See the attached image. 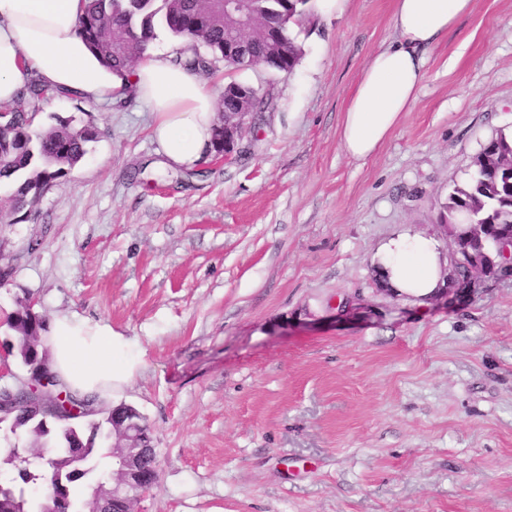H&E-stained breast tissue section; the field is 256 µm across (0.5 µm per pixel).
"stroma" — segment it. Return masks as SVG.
<instances>
[{
	"instance_id": "stroma-1",
	"label": "stroma",
	"mask_w": 512,
	"mask_h": 512,
	"mask_svg": "<svg viewBox=\"0 0 512 512\" xmlns=\"http://www.w3.org/2000/svg\"><path fill=\"white\" fill-rule=\"evenodd\" d=\"M292 74L217 66L265 101L229 160L164 169L145 102L42 103L97 133L35 211L0 224V340L16 298L136 340L114 403L148 420L142 512H512V279L420 305L373 257L449 248L442 204L512 137V0H473L366 161L340 141L394 0H311ZM347 316H338V305Z\"/></svg>"
}]
</instances>
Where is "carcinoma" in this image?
Listing matches in <instances>:
<instances>
[{
  "instance_id": "obj_1",
  "label": "carcinoma",
  "mask_w": 512,
  "mask_h": 512,
  "mask_svg": "<svg viewBox=\"0 0 512 512\" xmlns=\"http://www.w3.org/2000/svg\"><path fill=\"white\" fill-rule=\"evenodd\" d=\"M77 32L102 61L114 70H128L145 54L157 38V28L166 29L187 43L189 53L174 59L184 69L207 75L224 57V42L246 39L250 61L265 60L285 73L293 72L301 47L291 36V28L309 12L308 0H251L258 25H275L279 40L269 44L259 36L244 37L235 28L224 26V16L213 12L200 0H87ZM53 90L39 79H32L11 104L0 106L7 120L0 129V183L15 185L9 197V210L0 212V223L10 215L31 210L42 196L43 186L63 177L87 154V144L96 137L90 125L77 127L57 121L49 128L35 125L40 104ZM470 182L454 189L442 206L440 221L468 230L470 224L512 225V139L501 135L491 140L475 161ZM17 333L16 356L31 376V364L45 358L39 349L48 324L40 314L25 311L23 302L7 318ZM51 379L49 407L37 413L29 408L33 400L19 403L12 415L14 435L25 434L44 441L46 451L33 456L16 445L0 448V461L17 469V477L0 484V512H52L58 498L77 504V482L100 478L102 454L98 445L112 437V419L120 406L95 395L81 396ZM80 407L78 415H67L59 424L56 415L64 413L65 403ZM44 489L40 501H33L27 488Z\"/></svg>"
}]
</instances>
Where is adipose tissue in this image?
I'll list each match as a JSON object with an SVG mask.
<instances>
[{
	"label": "adipose tissue",
	"mask_w": 512,
	"mask_h": 512,
	"mask_svg": "<svg viewBox=\"0 0 512 512\" xmlns=\"http://www.w3.org/2000/svg\"><path fill=\"white\" fill-rule=\"evenodd\" d=\"M472 0H395V39L370 60L345 112L341 143L354 160L370 157L417 97L428 51ZM84 0H0V104L12 103L31 76L52 89L92 102L135 90L155 114L152 135L163 167L192 168L212 148L214 94L201 76L159 54L129 71L102 64L77 32ZM385 283L422 303L445 286L438 242L399 236L376 255ZM51 369L72 391L109 395L138 369L132 342L110 326L73 315L58 317L43 337Z\"/></svg>",
	"instance_id": "ef3b65f1"
}]
</instances>
